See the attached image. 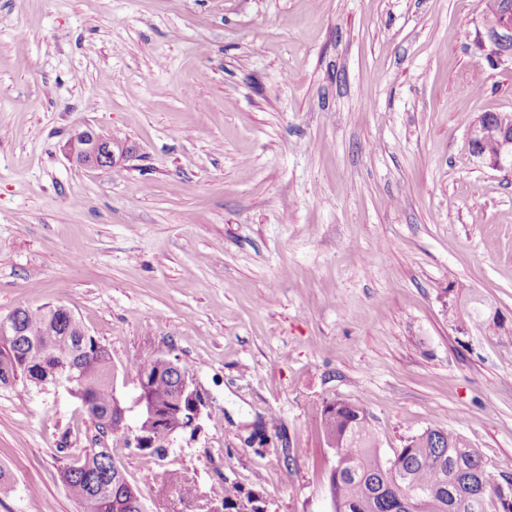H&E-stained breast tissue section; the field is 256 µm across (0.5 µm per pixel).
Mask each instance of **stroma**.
Masks as SVG:
<instances>
[{
  "label": "stroma",
  "mask_w": 512,
  "mask_h": 512,
  "mask_svg": "<svg viewBox=\"0 0 512 512\" xmlns=\"http://www.w3.org/2000/svg\"><path fill=\"white\" fill-rule=\"evenodd\" d=\"M481 0H0V315L66 305L112 356L190 366L208 402L162 460L113 455L144 502L165 471L208 512H333L326 402L380 454L429 428L512 477V176L467 132L512 113L473 39ZM474 95H464V88ZM128 140L107 171L65 153ZM264 427L266 441L253 439ZM96 429L64 389L0 388V512H79L60 471ZM66 149L73 160L92 170L114 168L131 158L134 152L128 142L105 136L91 127L75 129ZM448 312L450 313L452 318L461 319L462 317H466L467 321L474 324H484L486 322H491L494 324L498 330H503L506 332L504 325L498 322V316L491 312H487L486 306L477 299L470 300L465 305L462 306V309L459 310L456 306L448 307ZM241 487L234 481L225 480L224 482V496L221 498L224 512H238L236 506L240 502H248L252 504V512H262L263 508L260 505L261 500L258 495L247 494L246 497L242 496ZM234 509V511H233Z\"/></svg>",
  "instance_id": "35a3bbf8"
}]
</instances>
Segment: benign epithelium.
<instances>
[{
  "mask_svg": "<svg viewBox=\"0 0 512 512\" xmlns=\"http://www.w3.org/2000/svg\"><path fill=\"white\" fill-rule=\"evenodd\" d=\"M476 40L481 44L484 57L494 69L512 70V24L494 17L482 15L476 28ZM500 142L499 152L485 158L478 156V162L498 172L512 174V119L502 118L497 126ZM67 153L78 164L92 169L114 168L132 157L134 149L124 140L108 137L91 127L75 129L67 144ZM167 367L177 378V396L190 404L187 415L172 420L164 410L152 400L151 390L159 373L151 371L150 363L137 374L135 396L129 405L118 406L112 415V428L126 435L132 448H168L180 433L196 427L203 410L207 406L204 394L193 375L185 372L179 362L168 359ZM136 412L137 420H150L156 423V431L151 436L139 432L138 427L127 423L128 414Z\"/></svg>",
  "mask_w": 512,
  "mask_h": 512,
  "instance_id": "benign-epithelium-1",
  "label": "benign epithelium"
}]
</instances>
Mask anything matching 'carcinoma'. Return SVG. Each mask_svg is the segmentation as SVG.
Listing matches in <instances>:
<instances>
[{
  "instance_id": "1",
  "label": "carcinoma",
  "mask_w": 512,
  "mask_h": 512,
  "mask_svg": "<svg viewBox=\"0 0 512 512\" xmlns=\"http://www.w3.org/2000/svg\"><path fill=\"white\" fill-rule=\"evenodd\" d=\"M453 318L474 324L491 322L502 330L497 315L477 299L462 308L448 307ZM21 335L0 334V384L19 380L37 386L56 385L60 373L78 376L88 392L84 413L98 436L90 447L61 470V480L81 512H148L139 493L114 465L112 443V361L93 336L80 334L58 306L17 309ZM176 382L165 369L153 387V397L166 406L175 398ZM322 427L334 451L328 473V493L334 512H512V496L502 494L500 478L480 452L460 433L430 428L408 440L392 460L381 457L369 416L355 401L335 399L322 410ZM263 512L260 497L242 495L234 481L224 480V512L240 502Z\"/></svg>"
}]
</instances>
